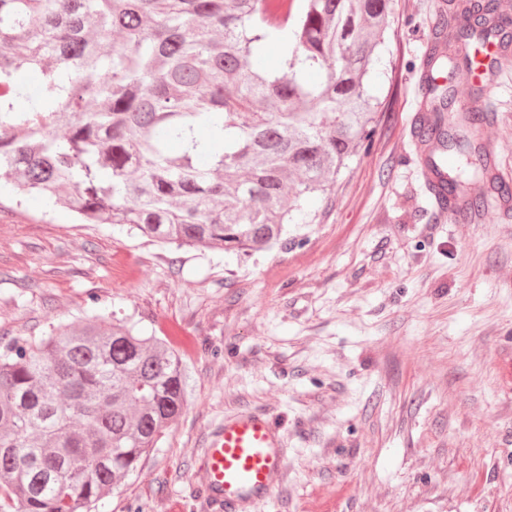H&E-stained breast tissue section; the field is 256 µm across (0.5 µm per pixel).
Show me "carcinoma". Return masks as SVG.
<instances>
[{
  "label": "carcinoma",
  "mask_w": 512,
  "mask_h": 512,
  "mask_svg": "<svg viewBox=\"0 0 512 512\" xmlns=\"http://www.w3.org/2000/svg\"><path fill=\"white\" fill-rule=\"evenodd\" d=\"M421 65L417 138L447 163V42L480 26L512 49L504 0H448ZM391 0H0V187L151 242L250 256L372 145L368 75ZM277 52L268 62L269 49ZM39 73L34 85L27 71ZM479 93L457 111L467 140ZM468 211L510 195L488 158ZM183 353L97 317L0 348V512H95L181 416Z\"/></svg>",
  "instance_id": "carcinoma-1"
}]
</instances>
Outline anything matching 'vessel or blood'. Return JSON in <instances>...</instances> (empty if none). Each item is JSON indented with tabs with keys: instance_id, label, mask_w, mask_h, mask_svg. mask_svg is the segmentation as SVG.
<instances>
[{
	"instance_id": "vessel-or-blood-1",
	"label": "vessel or blood",
	"mask_w": 512,
	"mask_h": 512,
	"mask_svg": "<svg viewBox=\"0 0 512 512\" xmlns=\"http://www.w3.org/2000/svg\"><path fill=\"white\" fill-rule=\"evenodd\" d=\"M284 457L283 437L267 413L226 416L201 459L207 499L219 512H251L278 486Z\"/></svg>"
}]
</instances>
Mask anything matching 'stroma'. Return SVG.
I'll list each match as a JSON object with an SVG mask.
<instances>
[{
	"instance_id": "stroma-1",
	"label": "stroma",
	"mask_w": 512,
	"mask_h": 512,
	"mask_svg": "<svg viewBox=\"0 0 512 512\" xmlns=\"http://www.w3.org/2000/svg\"><path fill=\"white\" fill-rule=\"evenodd\" d=\"M443 2L394 0L372 148L270 250L151 244L0 194V343L92 312L190 342L187 408L96 512H217L199 462L244 409L287 448L255 512H512V223H449L414 136ZM478 85L475 150L512 177V64Z\"/></svg>"
}]
</instances>
